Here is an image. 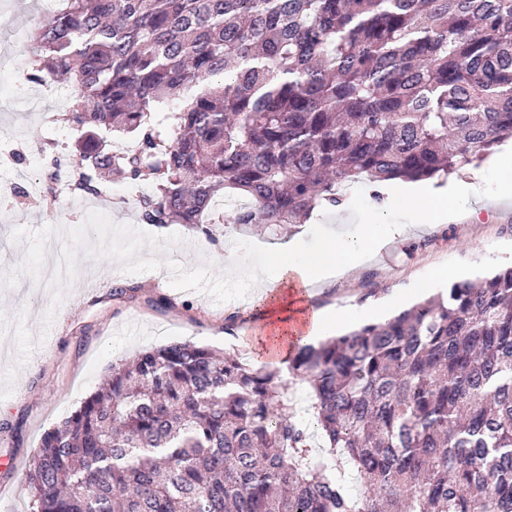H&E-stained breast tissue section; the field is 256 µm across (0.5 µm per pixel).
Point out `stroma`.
Returning <instances> with one entry per match:
<instances>
[{
  "mask_svg": "<svg viewBox=\"0 0 512 512\" xmlns=\"http://www.w3.org/2000/svg\"><path fill=\"white\" fill-rule=\"evenodd\" d=\"M0 64L10 92L0 105V129L26 143L70 135L60 113L71 87L58 82L61 100L31 105L39 85L29 79L24 42L9 28H0ZM494 154L501 165L477 162V193L456 200L458 221L417 223L411 203L385 191L379 221L407 225L406 237L367 255L348 277L313 285V304L341 306L371 288L378 302L408 303L416 285L438 270L455 279L512 262V198L498 196L500 184L512 180V149L503 143ZM128 185L116 175L108 197L0 203V489L7 491L0 512H25L26 492L5 459L32 460L43 433L94 391L116 358L189 340L252 363L264 346L256 335L258 290L225 267L224 255L232 251L270 269L277 244L234 228L210 238L184 224L142 223L139 202L119 196ZM347 194L344 207L315 209L305 223L284 228L295 254L361 232L360 217L374 209L369 191L355 183ZM476 207L478 220L468 219ZM133 285L140 291L131 297ZM231 315L236 323L228 333Z\"/></svg>",
  "mask_w": 512,
  "mask_h": 512,
  "instance_id": "obj_1",
  "label": "stroma"
}]
</instances>
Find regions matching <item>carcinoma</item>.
<instances>
[{"mask_svg": "<svg viewBox=\"0 0 512 512\" xmlns=\"http://www.w3.org/2000/svg\"><path fill=\"white\" fill-rule=\"evenodd\" d=\"M29 63L76 87L74 190L148 173L141 220L207 234L229 189L274 234L512 135V0H64ZM23 483L26 512H512V262L295 346L286 377L191 341L118 359Z\"/></svg>", "mask_w": 512, "mask_h": 512, "instance_id": "1", "label": "carcinoma"}]
</instances>
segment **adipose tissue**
I'll list each match as a JSON object with an SVG mask.
<instances>
[{"label":"adipose tissue","mask_w":512,"mask_h":512,"mask_svg":"<svg viewBox=\"0 0 512 512\" xmlns=\"http://www.w3.org/2000/svg\"><path fill=\"white\" fill-rule=\"evenodd\" d=\"M468 185L456 184L445 191L426 193L408 189L411 202L417 203L420 223L444 224L455 218L454 201L467 194ZM402 225L379 226L375 212H368L363 234L329 239L320 252L295 256L291 247H282L276 259L274 274L254 269L249 277L259 288V301L265 308L267 322L263 333L271 352L287 357L293 344L314 343L334 336L336 321L356 327L377 319V311L370 305L347 304L338 311L304 304L302 288L321 282L328 276H346L359 261L384 242L402 238Z\"/></svg>","instance_id":"adipose-tissue-1"}]
</instances>
